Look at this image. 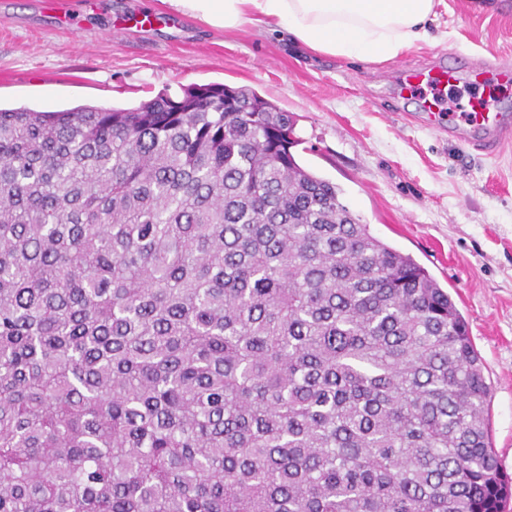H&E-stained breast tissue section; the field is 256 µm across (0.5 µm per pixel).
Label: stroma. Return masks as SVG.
Listing matches in <instances>:
<instances>
[{
	"mask_svg": "<svg viewBox=\"0 0 512 512\" xmlns=\"http://www.w3.org/2000/svg\"><path fill=\"white\" fill-rule=\"evenodd\" d=\"M56 2L0 0V106L131 108L221 83L290 113L298 162L336 183L341 202L423 265L468 322L491 386L493 446L512 475V145L491 155L448 137L388 80L434 52L465 69L512 61V0H440L428 40L379 62L316 53L250 23L213 28L169 0Z\"/></svg>",
	"mask_w": 512,
	"mask_h": 512,
	"instance_id": "stroma-1",
	"label": "stroma"
}]
</instances>
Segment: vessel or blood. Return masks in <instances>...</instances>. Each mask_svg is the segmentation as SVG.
Returning a JSON list of instances; mask_svg holds the SVG:
<instances>
[{"label":"vessel or blood","mask_w":512,"mask_h":512,"mask_svg":"<svg viewBox=\"0 0 512 512\" xmlns=\"http://www.w3.org/2000/svg\"><path fill=\"white\" fill-rule=\"evenodd\" d=\"M461 82L470 85L512 83V63L494 59L480 67L464 70L446 67L436 61L421 68L402 70L394 78L393 85L403 96L423 87L435 92ZM463 119V124L449 125L448 134L464 144L493 151L512 140V115L501 111L492 96L482 97L473 111L464 113Z\"/></svg>","instance_id":"1"}]
</instances>
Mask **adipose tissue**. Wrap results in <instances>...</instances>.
Returning a JSON list of instances; mask_svg holds the SVG:
<instances>
[{
  "label": "adipose tissue",
  "mask_w": 512,
  "mask_h": 512,
  "mask_svg": "<svg viewBox=\"0 0 512 512\" xmlns=\"http://www.w3.org/2000/svg\"><path fill=\"white\" fill-rule=\"evenodd\" d=\"M212 27L252 22L284 32L313 51L389 60L426 40L437 0H170Z\"/></svg>",
  "instance_id": "1"
}]
</instances>
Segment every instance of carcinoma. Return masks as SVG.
Returning <instances> with one entry per match:
<instances>
[{
	"label": "carcinoma",
	"mask_w": 512,
	"mask_h": 512,
	"mask_svg": "<svg viewBox=\"0 0 512 512\" xmlns=\"http://www.w3.org/2000/svg\"><path fill=\"white\" fill-rule=\"evenodd\" d=\"M224 84L0 108V512H504L467 322Z\"/></svg>",
	"instance_id": "1"
}]
</instances>
